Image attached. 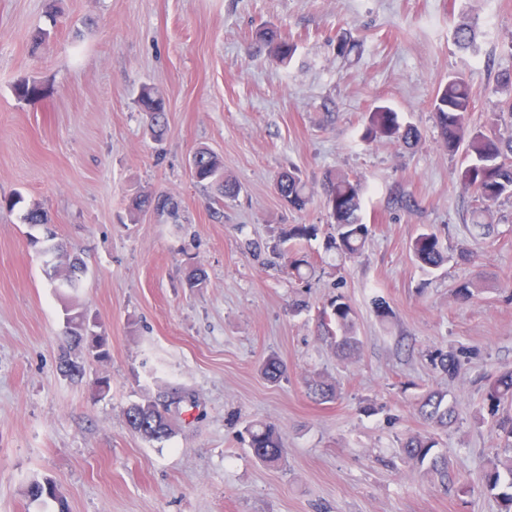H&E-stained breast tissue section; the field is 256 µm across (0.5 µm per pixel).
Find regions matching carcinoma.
<instances>
[{
  "label": "carcinoma",
  "instance_id": "carcinoma-1",
  "mask_svg": "<svg viewBox=\"0 0 512 512\" xmlns=\"http://www.w3.org/2000/svg\"><path fill=\"white\" fill-rule=\"evenodd\" d=\"M455 42L468 47L475 41L476 29L470 23H462L453 32ZM275 61L284 63L291 59L296 44L281 37L272 29L259 33ZM356 48V41L349 32L336 35L337 55L349 57ZM500 90L505 97L491 105L489 122L476 126L472 123L474 109L469 83L461 76H450L436 90L432 102V119L437 126L448 155L462 157L463 162L456 171L460 183L472 188L477 194L479 207L472 211V236H487L493 225L488 222L493 205L512 198V77L500 82ZM136 106L147 123L155 139H162L166 130V102L163 96L152 87L142 89ZM421 139L419 128L402 120L399 113L387 106H377L366 116L362 140L368 143L387 140L410 145ZM195 181L207 182L218 187L222 197L233 199L239 193L237 183L224 178V162L214 152L201 149L194 154ZM324 204L331 223L335 224V234L330 236L328 248L334 250L340 260L352 259L361 254L369 235L368 225L362 222L360 210L366 190L365 181L351 176L342 170L330 171L322 183ZM276 193L294 210H302L311 201L312 195L306 183L291 170L280 172L274 182ZM129 207L135 212L156 210L175 213L178 204L164 193L150 196H135ZM319 228L315 224H290L282 231L281 241L288 244V268L291 273L301 275L302 268L312 267L308 255L299 251L302 242L317 236ZM413 258L424 270H434L450 262L453 258L469 264L478 262V255L466 247L459 249L457 256L446 252L437 234L425 227L410 243ZM85 264L74 258L66 272L54 271L59 280L58 286L74 289L80 281V272ZM325 324H335L341 332L336 340L337 348L343 353L357 350L360 341L355 334L353 311L341 295L331 300L328 309L323 311ZM65 336L84 349L95 348L99 358L108 356L107 337L86 330L84 318L79 313H66ZM433 364L448 377H454L461 362L454 353L439 351L432 357ZM61 371L70 377H80L83 366L63 351L60 357ZM262 373L270 382H277L286 374V367L275 357L268 358ZM486 400L491 415H496L500 405L512 401V370H507L488 380ZM167 406L157 400L133 403L125 410L129 428L149 441L162 442L173 433V425L166 417ZM419 413L430 427H444L456 419L455 408L448 405L445 395L428 392L421 397ZM248 446L262 462L275 465L283 460L286 448L279 428L269 422H256L245 428ZM436 447L434 434L426 432L408 437L401 444L404 454L422 465L429 462L428 470L441 480L448 479V460L432 454ZM486 491L499 499L505 512H512V457L503 467L493 466L485 476ZM29 497L40 500L44 497L59 499L56 488L46 482H34L28 488Z\"/></svg>",
  "mask_w": 512,
  "mask_h": 512
}]
</instances>
